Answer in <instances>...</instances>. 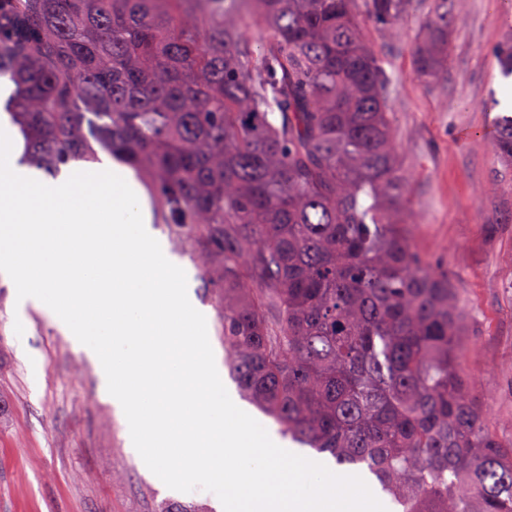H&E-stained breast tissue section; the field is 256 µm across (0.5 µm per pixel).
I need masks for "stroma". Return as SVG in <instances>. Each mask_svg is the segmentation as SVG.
I'll return each mask as SVG.
<instances>
[{"mask_svg":"<svg viewBox=\"0 0 512 512\" xmlns=\"http://www.w3.org/2000/svg\"><path fill=\"white\" fill-rule=\"evenodd\" d=\"M448 66L421 77L414 48L428 0L387 34L363 18L365 39L391 74L387 96L408 183L406 233L422 258L443 263L463 312V372L495 434L512 440V168L493 150L508 86L495 53L512 0H453ZM152 226L189 272L223 353L217 290L190 249ZM169 495L143 477L125 424L100 391L94 364L46 313L19 318L0 275V512H157Z\"/></svg>","mask_w":512,"mask_h":512,"instance_id":"1","label":"stroma"}]
</instances>
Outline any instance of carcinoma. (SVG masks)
Wrapping results in <instances>:
<instances>
[{
    "label": "carcinoma",
    "instance_id": "1",
    "mask_svg": "<svg viewBox=\"0 0 512 512\" xmlns=\"http://www.w3.org/2000/svg\"><path fill=\"white\" fill-rule=\"evenodd\" d=\"M353 2L0 0L6 108L28 163L101 149L147 182L220 289L240 395L282 435L370 474L395 512H512V443L464 381L448 271L401 229L392 77ZM409 6L363 3L382 26ZM450 21L431 0L415 47L430 80ZM496 61L512 77V36ZM494 144L512 167V116Z\"/></svg>",
    "mask_w": 512,
    "mask_h": 512
}]
</instances>
